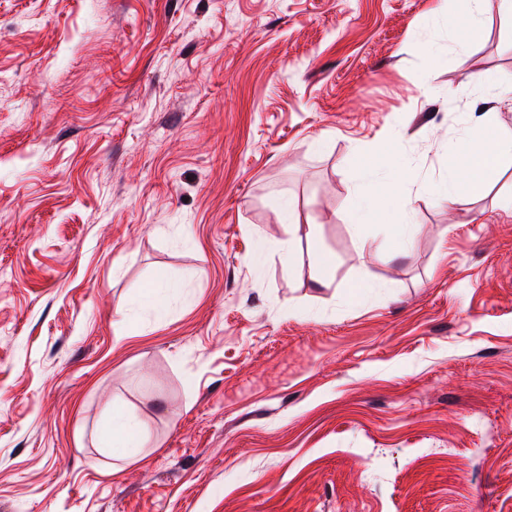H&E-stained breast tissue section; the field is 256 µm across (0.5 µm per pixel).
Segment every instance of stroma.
Listing matches in <instances>:
<instances>
[{
	"label": "stroma",
	"instance_id": "1",
	"mask_svg": "<svg viewBox=\"0 0 512 512\" xmlns=\"http://www.w3.org/2000/svg\"><path fill=\"white\" fill-rule=\"evenodd\" d=\"M438 2L0 0V512H512V166L407 183L405 255L345 217L391 131L512 129V22ZM106 448H112V453L122 458L136 454L138 448H147L150 436L142 427L138 418L121 409H112V424L105 434Z\"/></svg>",
	"mask_w": 512,
	"mask_h": 512
}]
</instances>
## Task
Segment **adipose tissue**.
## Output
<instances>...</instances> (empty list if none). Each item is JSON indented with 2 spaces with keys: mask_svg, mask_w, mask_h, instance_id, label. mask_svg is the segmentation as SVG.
Returning a JSON list of instances; mask_svg holds the SVG:
<instances>
[{
  "mask_svg": "<svg viewBox=\"0 0 512 512\" xmlns=\"http://www.w3.org/2000/svg\"><path fill=\"white\" fill-rule=\"evenodd\" d=\"M469 139L448 144V169L432 189L456 203L466 192L477 191L496 178L503 164L512 163V132L500 130L494 113L485 112L475 120ZM357 200L349 212L358 240V256L367 260L379 256L381 245L373 225L390 228L409 249L419 232L413 224L409 203L402 192L408 173L387 146H379L372 160L359 166ZM105 441L116 455L129 458L148 447L150 436L138 418L120 409L113 410L112 424Z\"/></svg>",
  "mask_w": 512,
  "mask_h": 512,
  "instance_id": "ef3b65f1",
  "label": "adipose tissue"
}]
</instances>
